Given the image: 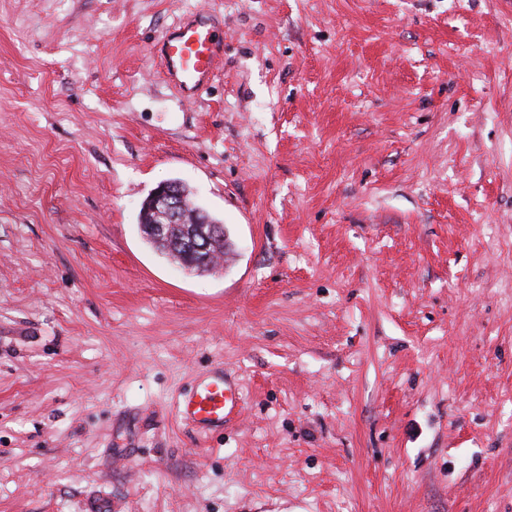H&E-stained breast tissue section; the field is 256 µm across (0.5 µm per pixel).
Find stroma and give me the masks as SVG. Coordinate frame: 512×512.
Wrapping results in <instances>:
<instances>
[{"label": "stroma", "mask_w": 512, "mask_h": 512, "mask_svg": "<svg viewBox=\"0 0 512 512\" xmlns=\"http://www.w3.org/2000/svg\"><path fill=\"white\" fill-rule=\"evenodd\" d=\"M0 512H512V0H0ZM223 52L224 32L209 13L186 17L159 46L166 77L188 96L204 90L212 81ZM146 202L154 208L160 207L163 211L158 212L163 220L152 224V238L164 243L169 250L180 251L186 260V271L200 273L203 268L215 265L221 253L213 252L212 245L215 239L225 240L227 232L224 224L214 219L207 211L198 212L196 223L184 237L177 238L171 235V228L181 223V211L184 207L180 183L172 181L158 186ZM239 389L224 376L223 367H215L208 374L199 376L182 403L177 407L178 417L191 422L201 430L222 427L224 421L239 406Z\"/></svg>", "instance_id": "35a3bbf8"}]
</instances>
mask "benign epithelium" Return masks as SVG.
Listing matches in <instances>:
<instances>
[{
  "instance_id": "obj_1",
  "label": "benign epithelium",
  "mask_w": 512,
  "mask_h": 512,
  "mask_svg": "<svg viewBox=\"0 0 512 512\" xmlns=\"http://www.w3.org/2000/svg\"><path fill=\"white\" fill-rule=\"evenodd\" d=\"M147 203L162 210V221L152 225L151 236L168 249L179 251L186 260V271L199 273L215 265L219 253L212 251L214 241L227 235L224 224L208 212H198L196 223L183 237L171 235V228L180 223L184 207L180 183L172 181L158 186L147 198Z\"/></svg>"
}]
</instances>
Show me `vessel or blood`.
I'll use <instances>...</instances> for the list:
<instances>
[{
  "label": "vessel or blood",
  "instance_id": "b4317fda",
  "mask_svg": "<svg viewBox=\"0 0 512 512\" xmlns=\"http://www.w3.org/2000/svg\"><path fill=\"white\" fill-rule=\"evenodd\" d=\"M223 52L224 35L208 13L186 17L159 46L166 77L191 96L212 81ZM239 402L238 387L218 366L196 378L190 393L179 403L177 415L202 429L220 427L236 412Z\"/></svg>",
  "mask_w": 512,
  "mask_h": 512
}]
</instances>
